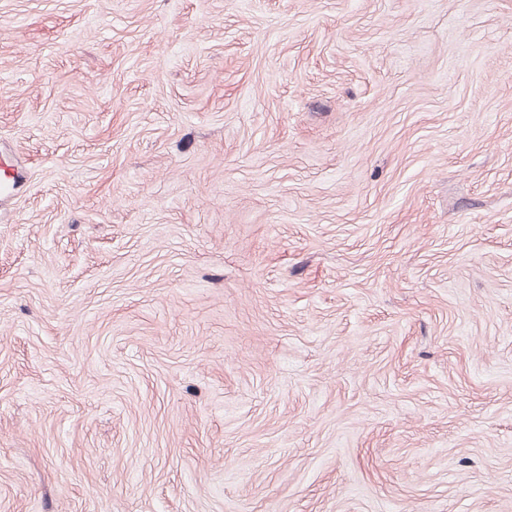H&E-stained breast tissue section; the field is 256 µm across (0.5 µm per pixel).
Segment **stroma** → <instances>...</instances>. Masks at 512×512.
<instances>
[{
    "mask_svg": "<svg viewBox=\"0 0 512 512\" xmlns=\"http://www.w3.org/2000/svg\"><path fill=\"white\" fill-rule=\"evenodd\" d=\"M0 512H512V0H0Z\"/></svg>",
    "mask_w": 512,
    "mask_h": 512,
    "instance_id": "obj_1",
    "label": "stroma"
}]
</instances>
